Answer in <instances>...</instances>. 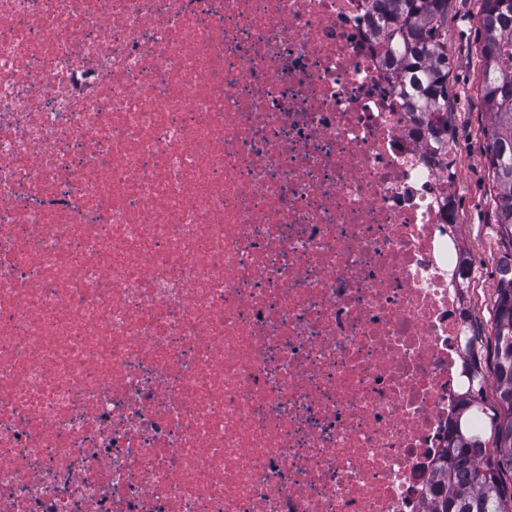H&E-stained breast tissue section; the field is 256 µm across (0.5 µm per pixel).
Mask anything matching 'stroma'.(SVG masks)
Returning a JSON list of instances; mask_svg holds the SVG:
<instances>
[{
    "mask_svg": "<svg viewBox=\"0 0 512 512\" xmlns=\"http://www.w3.org/2000/svg\"><path fill=\"white\" fill-rule=\"evenodd\" d=\"M482 0H450L448 54L451 60L452 131L456 147L452 182L462 213L460 243L472 258L474 316L484 336L492 334V306L501 253L496 243L483 130L489 116L480 98L483 38L479 18Z\"/></svg>",
    "mask_w": 512,
    "mask_h": 512,
    "instance_id": "1",
    "label": "stroma"
}]
</instances>
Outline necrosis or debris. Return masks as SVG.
I'll return each mask as SVG.
<instances>
[{"label": "necrosis or debris", "mask_w": 512, "mask_h": 512, "mask_svg": "<svg viewBox=\"0 0 512 512\" xmlns=\"http://www.w3.org/2000/svg\"><path fill=\"white\" fill-rule=\"evenodd\" d=\"M364 0H0V512H425L461 214Z\"/></svg>", "instance_id": "1"}]
</instances>
